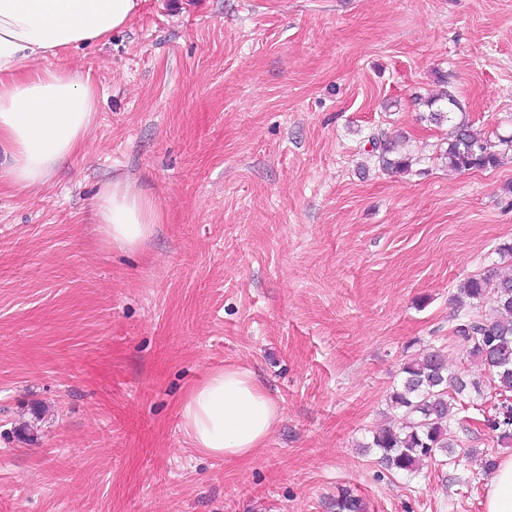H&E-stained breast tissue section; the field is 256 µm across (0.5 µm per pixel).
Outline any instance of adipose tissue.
Here are the masks:
<instances>
[{
    "label": "adipose tissue",
    "mask_w": 512,
    "mask_h": 512,
    "mask_svg": "<svg viewBox=\"0 0 512 512\" xmlns=\"http://www.w3.org/2000/svg\"><path fill=\"white\" fill-rule=\"evenodd\" d=\"M144 0H0L1 175L16 191L45 184L60 164L89 150L97 91L75 69L41 68V61L81 45L107 42L138 15ZM96 218L115 245L134 247L160 215L130 186L104 188ZM194 448L246 460L267 440L280 415L253 374L237 366L190 386L179 403ZM484 512H512V457L499 461L485 491Z\"/></svg>",
    "instance_id": "1"
}]
</instances>
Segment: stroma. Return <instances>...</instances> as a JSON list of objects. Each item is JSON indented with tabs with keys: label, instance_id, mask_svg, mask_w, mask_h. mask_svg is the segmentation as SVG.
<instances>
[{
	"label": "stroma",
	"instance_id": "35a3bbf8",
	"mask_svg": "<svg viewBox=\"0 0 512 512\" xmlns=\"http://www.w3.org/2000/svg\"><path fill=\"white\" fill-rule=\"evenodd\" d=\"M98 92L91 147L23 193L0 184V512H484L477 462L415 476L364 449L398 412L400 368L442 349L486 379L455 326L461 283L512 243V155L448 171L455 93L512 129V0H145L109 42L52 58ZM384 132L415 158L380 169ZM130 184L160 214L137 249L94 204ZM253 372L281 409L248 460L193 448L179 402ZM502 399L462 398V449L512 455Z\"/></svg>",
	"mask_w": 512,
	"mask_h": 512
}]
</instances>
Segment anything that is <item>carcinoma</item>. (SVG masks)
<instances>
[{
	"label": "carcinoma",
	"instance_id": "obj_1",
	"mask_svg": "<svg viewBox=\"0 0 512 512\" xmlns=\"http://www.w3.org/2000/svg\"><path fill=\"white\" fill-rule=\"evenodd\" d=\"M422 104L429 110L428 118L451 124L448 146L443 158L448 170H486L500 165L502 156L512 151V134L497 135L493 141L476 132L465 118H456L461 110L451 94L428 97ZM371 156L384 170L407 172L412 158L395 154V144L384 134L368 135ZM491 292L496 298V315L492 318H465L454 329L471 361L490 373L499 395L512 393V274L497 268L469 277L460 294L471 305L479 304ZM403 378L393 390L391 401L404 412L405 421L397 427H385L372 434L366 447L380 452L381 463L388 469L413 475L425 458L442 453L453 459L455 440L449 429L454 405L459 397L473 393L482 396L481 383L461 373L448 372V362L441 350L430 348L402 366ZM492 431L501 445H512V406L501 404V417L493 420ZM336 512H363L361 501L347 493L336 500Z\"/></svg>",
	"mask_w": 512,
	"mask_h": 512
}]
</instances>
